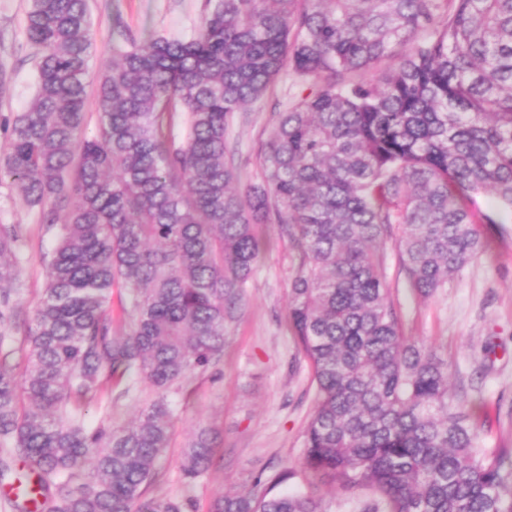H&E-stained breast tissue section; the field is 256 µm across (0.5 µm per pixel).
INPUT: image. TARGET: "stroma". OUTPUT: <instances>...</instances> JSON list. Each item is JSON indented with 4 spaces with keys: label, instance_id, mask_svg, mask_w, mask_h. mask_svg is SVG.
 I'll return each mask as SVG.
<instances>
[{
    "label": "stroma",
    "instance_id": "obj_1",
    "mask_svg": "<svg viewBox=\"0 0 512 512\" xmlns=\"http://www.w3.org/2000/svg\"><path fill=\"white\" fill-rule=\"evenodd\" d=\"M205 3L88 0L93 71L111 62L117 27H125L139 40L154 34L187 38L197 28ZM28 9L29 0H0V145L14 115L25 109L34 82L33 49L25 29ZM301 87L291 74L282 73L261 101L235 113L228 139L237 148L243 181L260 179L259 152L272 132L274 106ZM474 208L492 218L477 227L487 243L484 253L426 300L411 293L394 240H387L381 253L404 335L434 346L450 362L451 392L477 422L478 447L492 453L512 450V213L488 193L475 196ZM0 224L24 228L15 299L26 314H33L45 282L44 258L52 251L54 237L42 229L38 209L28 207L6 180L0 181ZM259 232L266 247L236 319L224 330L223 357L168 393L174 412L170 446L158 461L146 495L188 502L190 512H209L216 495L288 468L293 478L273 487V494L314 485L325 512H364L375 499L371 490H334L316 483L303 466L302 432L315 391L308 362L287 328L293 250L279 237L276 225H261ZM150 394L142 383L122 396L102 393L85 404L83 423L90 430L123 424ZM200 426L215 434L214 465L190 484L180 469V455Z\"/></svg>",
    "mask_w": 512,
    "mask_h": 512
}]
</instances>
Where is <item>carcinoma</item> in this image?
<instances>
[{
    "label": "carcinoma",
    "instance_id": "carcinoma-1",
    "mask_svg": "<svg viewBox=\"0 0 512 512\" xmlns=\"http://www.w3.org/2000/svg\"><path fill=\"white\" fill-rule=\"evenodd\" d=\"M26 33L35 84L0 180L39 209L55 246L18 350L4 282L24 234L0 224V475L15 471V512H30L28 486L36 512H186L144 499L169 446L165 393L223 355L260 224L293 248L288 329L315 386L305 469L372 489L367 512H512L507 450L476 447L448 361L404 335L377 250L400 225L409 290L426 299L483 252L474 225L495 223L465 202L488 192L512 211V0H213L191 38L114 49L94 137L87 0H30ZM285 70L315 88L274 113L262 177L244 183L229 122ZM139 382L158 397L134 420L82 425L103 388ZM212 445L197 428L185 478L208 473ZM261 484L210 512H322L311 491L270 497Z\"/></svg>",
    "mask_w": 512,
    "mask_h": 512
}]
</instances>
